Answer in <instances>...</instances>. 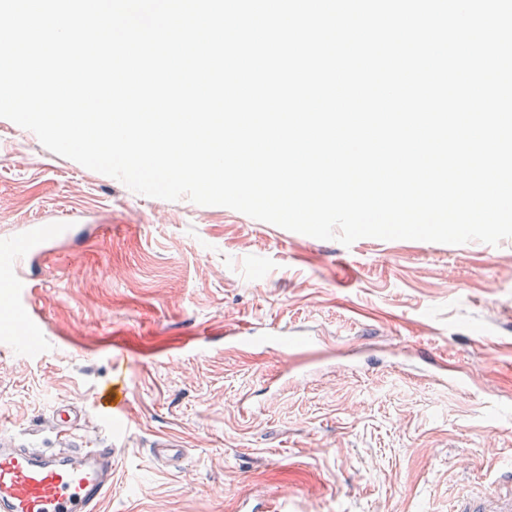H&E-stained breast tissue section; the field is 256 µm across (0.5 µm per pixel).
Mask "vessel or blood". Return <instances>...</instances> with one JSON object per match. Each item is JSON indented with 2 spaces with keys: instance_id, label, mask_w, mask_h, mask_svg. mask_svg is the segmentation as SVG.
Returning <instances> with one entry per match:
<instances>
[{
  "instance_id": "vessel-or-blood-1",
  "label": "vessel or blood",
  "mask_w": 512,
  "mask_h": 512,
  "mask_svg": "<svg viewBox=\"0 0 512 512\" xmlns=\"http://www.w3.org/2000/svg\"><path fill=\"white\" fill-rule=\"evenodd\" d=\"M45 225L30 224L23 240L0 241V286L11 289L16 306L29 302L31 284L18 276L29 254L40 250L48 233ZM44 324L35 319H16L7 329L4 351H14L24 337L44 333ZM103 417H123L129 405L128 390L118 385L104 388L100 397ZM153 456L163 466L183 470L186 451L167 436L158 437ZM115 448L78 445L69 452L36 450L16 437L0 433V512H97L112 489V461ZM454 512H512V501L499 500L495 490L477 499H463Z\"/></svg>"
}]
</instances>
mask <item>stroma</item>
<instances>
[{
    "mask_svg": "<svg viewBox=\"0 0 512 512\" xmlns=\"http://www.w3.org/2000/svg\"><path fill=\"white\" fill-rule=\"evenodd\" d=\"M71 221L29 274L40 354L0 353V429L117 444L102 512H450L512 459V238L351 246L221 206L137 194L0 118V238ZM316 338L282 353L243 328ZM123 343L115 350L111 341ZM122 372L123 436L97 397ZM161 435L187 452L154 466Z\"/></svg>",
    "mask_w": 512,
    "mask_h": 512,
    "instance_id": "1",
    "label": "stroma"
}]
</instances>
